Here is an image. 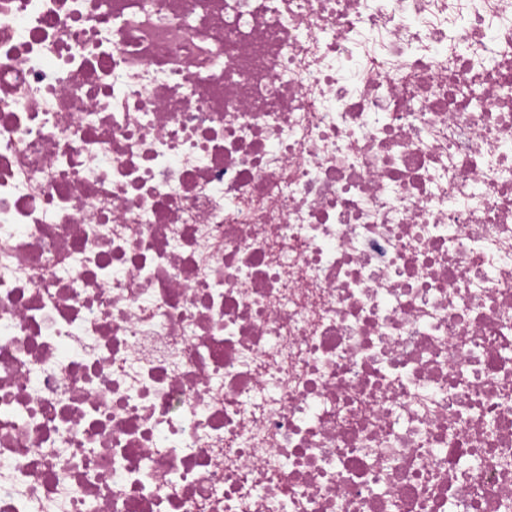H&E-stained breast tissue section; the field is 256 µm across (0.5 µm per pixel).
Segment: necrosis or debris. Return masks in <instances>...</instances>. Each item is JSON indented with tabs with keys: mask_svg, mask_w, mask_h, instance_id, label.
Returning a JSON list of instances; mask_svg holds the SVG:
<instances>
[{
	"mask_svg": "<svg viewBox=\"0 0 512 512\" xmlns=\"http://www.w3.org/2000/svg\"><path fill=\"white\" fill-rule=\"evenodd\" d=\"M0 512H512V0H0Z\"/></svg>",
	"mask_w": 512,
	"mask_h": 512,
	"instance_id": "4bbe7bcc",
	"label": "necrosis or debris"
}]
</instances>
